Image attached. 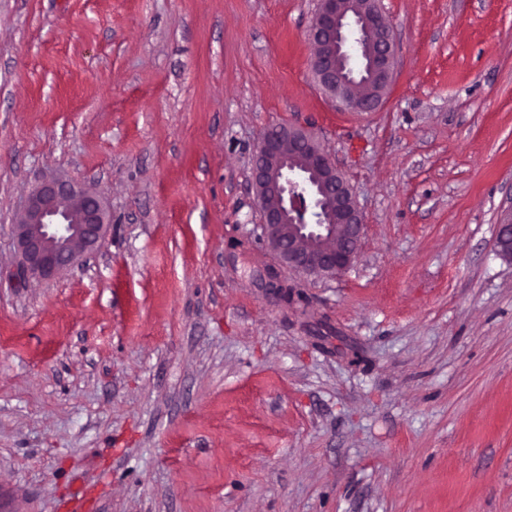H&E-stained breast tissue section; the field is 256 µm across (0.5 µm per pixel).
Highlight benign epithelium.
Masks as SVG:
<instances>
[{
    "label": "benign epithelium",
    "instance_id": "1",
    "mask_svg": "<svg viewBox=\"0 0 512 512\" xmlns=\"http://www.w3.org/2000/svg\"><path fill=\"white\" fill-rule=\"evenodd\" d=\"M307 36L311 72L331 100L351 112L377 111L397 70L396 37L379 0H319ZM364 63L367 92L352 88ZM261 241L277 266L263 269V287L286 302L288 275L331 278L359 254L365 217L336 162L306 131L272 125L258 138L251 171ZM112 218L102 197L73 180H43L25 198L14 237L17 275L52 280L102 246ZM494 245L512 263V219L496 225Z\"/></svg>",
    "mask_w": 512,
    "mask_h": 512
}]
</instances>
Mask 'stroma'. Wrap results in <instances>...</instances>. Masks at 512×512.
Returning a JSON list of instances; mask_svg holds the SVG:
<instances>
[{
	"mask_svg": "<svg viewBox=\"0 0 512 512\" xmlns=\"http://www.w3.org/2000/svg\"><path fill=\"white\" fill-rule=\"evenodd\" d=\"M378 111L314 83L317 0H0L5 512H512V0H381ZM299 127L359 255L254 286L259 135ZM86 181L103 246L18 280L13 224ZM494 245L496 253L503 260L512 263V219L497 224Z\"/></svg>",
	"mask_w": 512,
	"mask_h": 512,
	"instance_id": "stroma-1",
	"label": "stroma"
}]
</instances>
